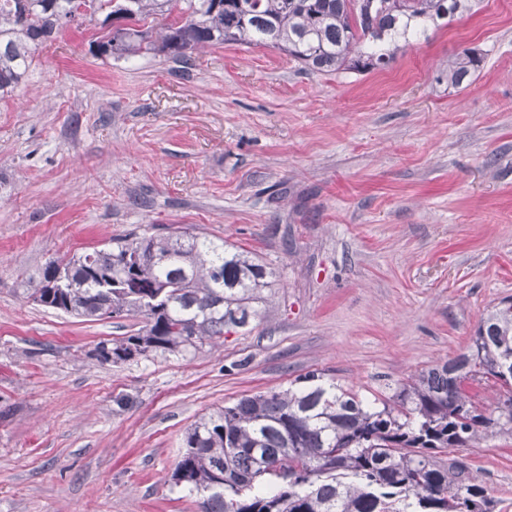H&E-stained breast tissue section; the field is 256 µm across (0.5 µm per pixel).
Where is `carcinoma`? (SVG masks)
Returning a JSON list of instances; mask_svg holds the SVG:
<instances>
[{
	"instance_id": "cac0c4a2",
	"label": "carcinoma",
	"mask_w": 512,
	"mask_h": 512,
	"mask_svg": "<svg viewBox=\"0 0 512 512\" xmlns=\"http://www.w3.org/2000/svg\"><path fill=\"white\" fill-rule=\"evenodd\" d=\"M471 0H0V100L34 55L76 25L100 27V56L186 62L226 43L276 48L315 72L383 68L403 46L446 24ZM482 57L448 59V86H468ZM269 272L250 252L199 236L115 240L50 262L34 301L79 317L140 314L136 333L102 343L121 363L185 355L242 327ZM494 380L496 406L468 386ZM305 385L243 397L195 422L172 473L201 512H495L453 456L512 434V298L482 317L466 350L381 400L319 373Z\"/></svg>"
}]
</instances>
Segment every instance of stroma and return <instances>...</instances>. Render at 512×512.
I'll use <instances>...</instances> for the list:
<instances>
[{
    "instance_id": "1",
    "label": "stroma",
    "mask_w": 512,
    "mask_h": 512,
    "mask_svg": "<svg viewBox=\"0 0 512 512\" xmlns=\"http://www.w3.org/2000/svg\"><path fill=\"white\" fill-rule=\"evenodd\" d=\"M92 33L0 100V512H199L171 480L196 420L311 372L392 394L512 297V0L364 74L239 44L117 61ZM465 48L484 62L453 90ZM185 232L270 273L257 317L187 356L101 362L143 316L26 295L57 258ZM456 455L512 512V435ZM482 57L474 49L466 48L448 59L445 67V76L448 78L449 88H460L468 86L475 73L479 70Z\"/></svg>"
}]
</instances>
